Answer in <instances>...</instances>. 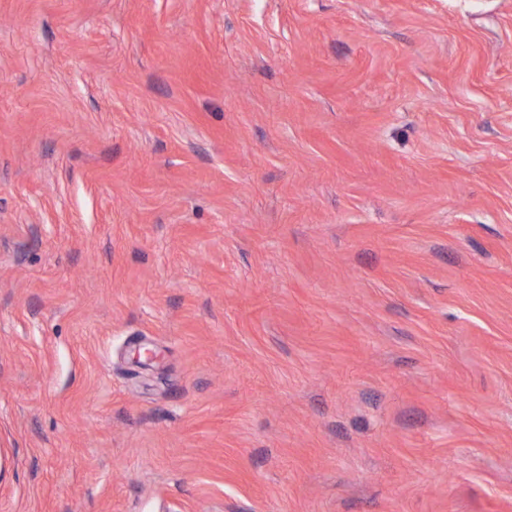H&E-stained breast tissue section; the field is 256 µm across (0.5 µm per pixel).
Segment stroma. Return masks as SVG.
<instances>
[{"label": "stroma", "mask_w": 512, "mask_h": 512, "mask_svg": "<svg viewBox=\"0 0 512 512\" xmlns=\"http://www.w3.org/2000/svg\"><path fill=\"white\" fill-rule=\"evenodd\" d=\"M0 452V512H512V0H0Z\"/></svg>", "instance_id": "stroma-1"}]
</instances>
